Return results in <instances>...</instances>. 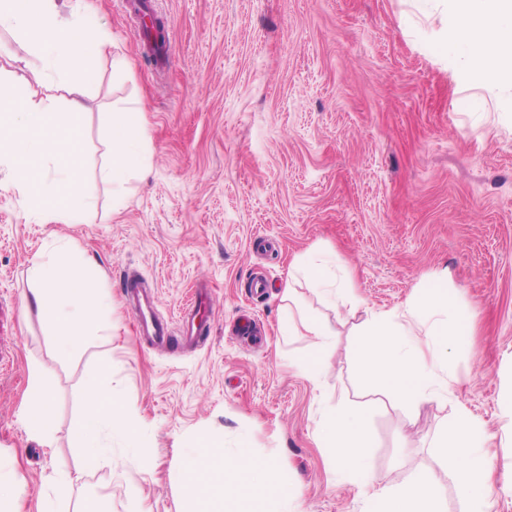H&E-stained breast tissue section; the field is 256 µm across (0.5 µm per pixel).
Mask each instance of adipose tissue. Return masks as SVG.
<instances>
[{"label":"adipose tissue","mask_w":512,"mask_h":512,"mask_svg":"<svg viewBox=\"0 0 512 512\" xmlns=\"http://www.w3.org/2000/svg\"><path fill=\"white\" fill-rule=\"evenodd\" d=\"M442 19L434 32L448 51V62L471 85L512 103V0H439ZM0 25L19 31L28 46L25 68L46 72L56 56L73 53L83 71H92L112 47L107 34L79 28L61 14L56 0H0ZM80 96L61 102L48 97L38 102L0 85V169L10 174L1 183L28 200L46 220L81 223L92 209L76 188L82 165ZM145 142L140 110H113L107 135L108 162L102 175L113 196L123 195L134 173L131 154ZM337 260L315 253L288 270L282 297L289 307L298 304L294 285L308 279L330 303L343 300L333 271ZM37 287L30 301L57 338L61 351L75 348L96 327L108 305L99 282L88 269L84 252L63 242L54 252L33 260L29 269ZM437 285L419 289L402 307L370 312L362 323L360 353L369 372L397 395L422 404L447 396L453 377L448 349L460 343L466 330L450 313L446 274ZM302 325L317 339L316 355L300 364L309 380L324 370V352L334 331L320 319L301 315L286 322L285 333ZM85 412L71 429V437L90 459H110L113 468L134 466L133 458L111 456L103 441L105 427L131 434L123 408L98 377H89L82 390ZM27 428L43 437L54 430V403L41 385H34L24 410ZM320 437L337 449V463L349 482L362 485L371 512H440L434 480L418 474L404 485L393 484L368 465L365 416L340 409L324 415ZM483 425L466 408H459L454 434H440L436 446L444 467L457 478L461 496L471 512H493L503 494L494 480L496 462L484 453ZM177 480L193 504L192 512H286L289 492L274 463H256L248 444L233 456L208 438L197 439L192 456L177 472Z\"/></svg>","instance_id":"adipose-tissue-1"}]
</instances>
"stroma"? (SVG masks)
<instances>
[{"label":"stroma","mask_w":512,"mask_h":512,"mask_svg":"<svg viewBox=\"0 0 512 512\" xmlns=\"http://www.w3.org/2000/svg\"><path fill=\"white\" fill-rule=\"evenodd\" d=\"M434 0H152L170 61L143 48L128 0H58L64 16L111 33L84 89L80 188L95 206L82 224H54L0 190V458L54 512L100 497L103 512H188L176 479L205 436L233 455L248 443L275 462L292 492L288 512H365L319 440L320 420L359 407L375 472L397 484L433 473L442 512H466L434 446L464 405L488 433L496 481L512 476V105L456 77L432 42ZM23 48L0 26V78L39 101L55 80L16 67ZM130 67L118 72L113 57ZM141 109L149 170L120 206L99 176L113 105ZM79 246L112 301L99 335L60 354L25 304L33 258ZM334 253L352 275L331 306L306 282L299 301L336 330L318 382L300 371L312 337L284 336L281 290L292 262ZM447 273L452 309L473 330L448 367L451 397L422 406L387 393L358 349L368 311L401 307ZM265 279V293L253 283ZM155 290L178 326L197 283L213 291L210 334L151 349L134 332L126 285ZM252 335L242 334L243 318ZM39 372L56 405L52 438L31 433L22 402ZM100 375L135 435L113 433V454L137 468L85 459L69 431L85 379ZM62 474L72 482L59 483Z\"/></svg>","instance_id":"stroma-1"}]
</instances>
